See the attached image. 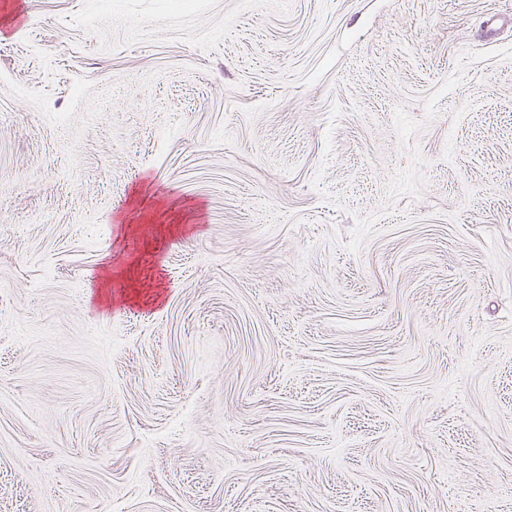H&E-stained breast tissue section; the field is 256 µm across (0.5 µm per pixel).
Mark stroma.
<instances>
[{"label": "stroma", "mask_w": 512, "mask_h": 512, "mask_svg": "<svg viewBox=\"0 0 512 512\" xmlns=\"http://www.w3.org/2000/svg\"><path fill=\"white\" fill-rule=\"evenodd\" d=\"M512 0H0V512H512Z\"/></svg>", "instance_id": "35a3bbf8"}]
</instances>
